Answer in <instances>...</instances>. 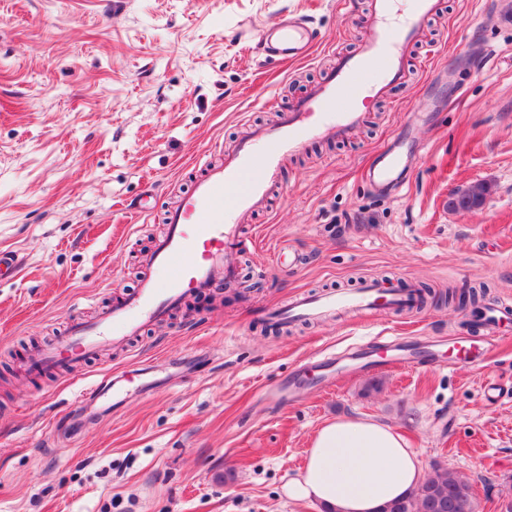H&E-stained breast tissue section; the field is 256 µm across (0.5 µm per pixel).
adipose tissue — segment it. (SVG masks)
<instances>
[{"label":"adipose tissue","mask_w":512,"mask_h":512,"mask_svg":"<svg viewBox=\"0 0 512 512\" xmlns=\"http://www.w3.org/2000/svg\"><path fill=\"white\" fill-rule=\"evenodd\" d=\"M421 460L404 438L356 417L324 425L309 448L305 468L289 482V498L325 512H379L423 479Z\"/></svg>","instance_id":"ef3b65f1"}]
</instances>
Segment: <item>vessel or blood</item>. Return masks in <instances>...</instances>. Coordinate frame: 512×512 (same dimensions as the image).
Listing matches in <instances>:
<instances>
[{"label":"vessel or blood","instance_id":"1","mask_svg":"<svg viewBox=\"0 0 512 512\" xmlns=\"http://www.w3.org/2000/svg\"><path fill=\"white\" fill-rule=\"evenodd\" d=\"M401 0H372L368 34L359 50L337 57L326 78L305 97L289 102L279 122L247 132L224 160L207 167L188 193L179 197L167 217V230L155 240L145 258L148 269L137 290L104 309L95 321L71 323L65 348H49L30 359L34 372L56 370L80 361L100 349L138 335L144 324L167 317L192 294L236 279L238 270L229 256L256 246L243 236L240 223L249 213L267 207L270 192L281 176L285 159L317 139H343L364 119L367 102L385 97L389 88L406 77L408 51L423 23L438 13L441 0H410L400 12ZM260 40L270 57L299 62L309 57L312 32L305 19L291 18ZM400 155L381 154L369 172L371 181L391 193L405 185ZM166 272L157 286L153 271ZM406 293L385 291L368 281L352 291L318 295L297 294L270 312L272 322L320 320L339 311L374 315L407 302ZM124 377L101 381L83 390L80 401L125 391Z\"/></svg>","mask_w":512,"mask_h":512}]
</instances>
